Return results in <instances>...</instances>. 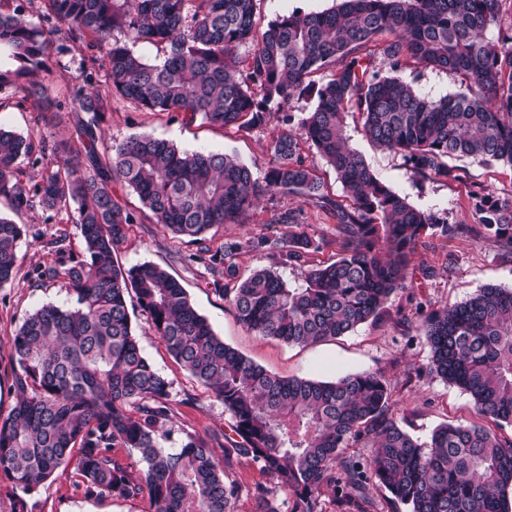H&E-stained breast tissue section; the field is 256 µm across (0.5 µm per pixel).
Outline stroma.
I'll use <instances>...</instances> for the list:
<instances>
[{"label": "stroma", "mask_w": 512, "mask_h": 512, "mask_svg": "<svg viewBox=\"0 0 512 512\" xmlns=\"http://www.w3.org/2000/svg\"><path fill=\"white\" fill-rule=\"evenodd\" d=\"M339 0H257L256 28L293 10L320 12L337 6ZM350 146L361 154L372 173L385 185L406 197L416 208L448 219L452 224L476 226L473 184L480 183L498 194L512 192V168L464 161V175L456 181L425 179L417 175L392 152L368 141L358 115L346 118ZM107 143H118L134 134H150L171 141L181 150L236 154L255 176H263L270 160L269 129L242 132L218 129L200 122H188L177 113L155 114L136 110L128 102L113 99L103 122ZM298 209L307 231L315 237L332 238L333 221L320 209L296 195L277 194L261 199L252 210L249 223L219 227L211 243L220 246L266 232L272 208ZM27 231L19 250L18 270L11 285L0 288V414L14 407L18 391L9 339L26 314L46 303H68L67 287L61 280L36 281L37 268L76 259L84 251L80 230L72 212L46 220L41 210L24 215ZM195 248L164 234L160 226L142 221L131 225L125 242L115 251L117 264L130 267L154 262L181 280L198 311L210 322L225 343L267 370L286 377H307L333 381L363 371L383 373L391 384L395 414L411 435L425 439L444 422L473 418V405L465 393L441 378L428 374L430 350L415 328L428 311L462 301L478 288L494 284L512 288V257L482 238L469 235L436 240L434 247L418 248L414 266H432L436 275L415 279L411 290L397 292L382 321L365 324L348 335L311 346H291L262 338L247 330L236 318L232 306L210 287L211 275L205 265L191 261ZM129 311L139 326L140 344L154 367L172 384L171 435L166 448L179 447L185 433L199 434L226 428L229 416L223 404L178 365L163 343L148 327L136 299H129ZM410 325H401V317ZM147 500H124L85 496L76 489L71 472L58 474L27 498V512H148Z\"/></svg>", "instance_id": "35a3bbf8"}]
</instances>
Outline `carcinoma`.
<instances>
[{"label": "carcinoma", "instance_id": "cac0c4a2", "mask_svg": "<svg viewBox=\"0 0 512 512\" xmlns=\"http://www.w3.org/2000/svg\"><path fill=\"white\" fill-rule=\"evenodd\" d=\"M28 4L0 0V93H22L36 122L54 127L62 104L44 75L68 69L64 57L77 44L104 70L107 92L90 90L93 76L83 69L69 86L72 111L84 113L71 130L0 127V199L8 208L0 212V288L17 272L24 228L14 216L72 202L84 242L81 259L35 275L63 280L73 300L32 310L10 339L19 397L0 416V478L11 486V512H24L25 496L71 464L87 496L146 497L150 512H234L235 466L244 462L268 478L253 491L254 512H323L326 489L356 512H377L372 486L405 512H512V435L499 432L512 425L511 288L485 285L421 322L428 373L465 392L475 409V419L440 425L421 440L395 418L385 375L326 382L271 373L215 335L166 269L124 268L112 258L138 220L116 195L119 184L152 223L196 245L191 260L205 264L213 290L256 335L307 346L381 320L391 297L413 282L410 256L421 239L472 229L413 207L380 182L350 147L346 114L359 113L365 136L423 178L456 179L453 158L512 167V27H500V0H341L284 15L259 35L255 0ZM138 45L161 47L163 59L147 61ZM413 64L458 76V91L420 95L402 77ZM320 71L330 72L327 81L312 80ZM114 95L140 111L178 112L222 129L265 127L278 112L282 127L257 178L235 155L181 151L147 134L105 146ZM306 98L315 105L301 118L285 112ZM295 121L349 201L313 176ZM28 167L40 168L31 187L22 179ZM273 191L321 209L334 220V239L298 231L302 210L280 208L268 224L286 231L211 246L210 229L248 223L255 202ZM472 198V231L512 255V193L478 183ZM331 243L336 260L307 268L299 288L271 268L247 276L240 269L244 251L300 266ZM132 295L168 354L224 404L223 462L211 448L216 433L163 446L171 382L140 347Z\"/></svg>", "mask_w": 512, "mask_h": 512}]
</instances>
